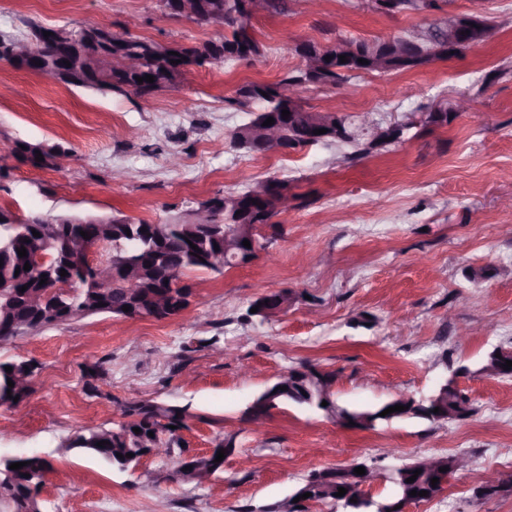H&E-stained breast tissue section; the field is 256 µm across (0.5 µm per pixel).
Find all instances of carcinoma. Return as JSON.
<instances>
[{
	"label": "carcinoma",
	"mask_w": 512,
	"mask_h": 512,
	"mask_svg": "<svg viewBox=\"0 0 512 512\" xmlns=\"http://www.w3.org/2000/svg\"><path fill=\"white\" fill-rule=\"evenodd\" d=\"M192 4L193 22L198 25H218L224 27V36L218 40H210L194 44L163 45L155 41L131 35L105 30L99 39H91L83 44L82 52L71 51V60L79 58V54L100 55L112 52V68L97 70H76L69 75H61L59 79L67 85H76L100 91H116L131 93L140 98H148L158 91L181 86L185 72L193 67H213L210 59L223 57V63L235 64L242 60H256L264 55V47L255 37L253 15L243 12L239 0H168V3L179 7L183 2ZM410 31L387 39H345L339 45H323L310 40L296 43L290 52L301 57H315L323 62V68L318 72H309L298 66L288 70L275 83L249 82L236 91L237 103L248 107L252 100H257L260 108L256 110L249 122L235 128L230 139L234 147L244 149L254 154L257 152L255 136L250 132V126H258L271 111L286 109L290 112L284 120L283 139L291 149H298L317 144L313 130L322 127L329 132V139L353 148L350 157L371 153L390 143V140L401 137L402 131L391 130L371 140H366L359 132L356 124L344 115L335 112H322L308 109L300 103L288 102L280 97L279 89L288 84L304 86L306 84L340 85L360 77L364 73H398L416 70L428 60L448 57V29L442 26H430L422 31L416 42L408 43ZM127 55L138 59L139 68L127 72L119 67V60ZM344 55L347 62H340L339 56ZM331 60H325V57ZM180 63H174V60ZM367 63L361 64L359 60ZM146 75L154 76V82L142 83L137 78ZM30 143L16 141L11 149L12 156L22 164L34 168H53L52 161L55 147L51 146L42 152L44 161L38 162L25 156V148ZM262 201L252 203L249 191L229 194L222 198H212L199 205L205 210L207 217L204 224H190L175 219L167 224H135L129 221H118L108 225L104 230L105 239H100L99 225L56 223L49 218L30 215L25 218L14 215L10 210L0 207L4 220L0 221V330L9 327L14 322L30 321L34 331H41L50 326L60 324L70 319V310L75 308L97 315L112 313L122 315V312L109 308L106 303H121L129 297L131 291H136L132 297L136 308L143 317L157 321L164 320L167 314L155 308L154 295L163 291L170 295L173 310H184L189 305L190 288L181 284V277L188 270L210 271L223 273V269L209 266L200 261V257L216 249L226 248V230L230 224H253L256 215L262 211ZM40 228V237L36 247H31L28 238L32 236L34 227ZM86 232L90 240H102L103 247L109 250L112 264L118 268L130 264L136 266L137 284L130 286L124 274L112 278L105 287H99L93 281V269L86 266L83 269L66 265V254L69 238ZM137 233L140 238L127 236V232ZM197 249H192L190 244ZM26 248L27 256L18 255V249ZM39 250L46 257L41 264L32 262L33 250ZM30 264L29 270H24L25 264ZM66 270L67 276L60 275V270ZM46 284L39 285L40 280ZM39 291L44 296L45 313L36 314L26 308L22 287ZM288 299L285 291L270 292L258 298L261 309L270 313L281 310L282 304ZM512 361V351L501 348L490 352L480 373L491 378H511L512 369H503L506 361ZM12 367L8 373L5 367ZM32 373V363L25 359L0 361V405L14 406V397L24 400L26 394L11 390L7 380L19 375ZM333 374L326 372L317 375V380L310 381L298 369L292 370L287 390L282 391L272 387L259 398V404L250 409L253 419L257 420L268 415V409L274 405L293 403L306 405L313 400L328 415L339 418L345 428L355 427L359 430L370 428L368 421L382 411L395 405L405 406L401 412L385 415L386 421L399 420L403 417L428 420L434 408L442 413L461 420L472 411L470 399L456 387L448 386V393L441 398L442 404L436 406L421 400L405 399L401 395L393 396L377 408L348 409L342 407L333 399L331 387ZM327 405H322V402ZM127 421L113 428H93L88 434L81 435L68 445V448H80L92 453L108 463L124 470L131 464H136L150 453V450L161 444L167 446L174 442L176 430L184 427V410L177 406H169L152 402H133L123 409ZM354 425H349V422ZM141 429L135 433L134 429ZM154 436H149V433ZM169 438H163V435ZM104 445L97 446L98 442ZM133 457L127 458L125 454ZM29 462L18 470L10 469L16 462ZM201 464L211 467V474L220 472L224 462H216L207 456H194L181 462L188 470L181 472L180 482L193 483V469ZM50 469V463L38 455H18L0 458V490L4 491L13 501L16 509H29L38 512L37 502L33 491L37 490L45 480ZM421 470L417 479L406 482L414 475L415 470ZM354 469L327 468L310 476L306 483L291 500H283L277 505L275 512H299L297 504L292 502L298 494L310 492L313 501L330 502L342 512H365L367 507L361 497L364 492L358 489L359 482L355 480ZM441 477V472L427 469L425 460L417 459L396 469V474L389 478L394 485V496L382 501H373V512H401L399 505L427 502L439 494L441 485H432L431 479ZM347 489L344 496H337L338 488ZM424 490L427 495L412 496L410 492Z\"/></svg>",
	"instance_id": "cac0c4a2"
}]
</instances>
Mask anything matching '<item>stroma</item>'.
<instances>
[{
    "label": "stroma",
    "instance_id": "1",
    "mask_svg": "<svg viewBox=\"0 0 512 512\" xmlns=\"http://www.w3.org/2000/svg\"><path fill=\"white\" fill-rule=\"evenodd\" d=\"M438 4L388 16L365 0H321L315 13L305 0H287L285 12L254 21L263 57L192 68L180 88L145 100L0 61V206L15 214L164 224L266 177L288 181L299 196L253 262L220 275L185 272L193 296L178 317H78L0 347V361L20 355L37 365L29 395L0 406V457L49 461L36 493L40 512H274L325 468L365 462L387 474L451 454L467 455V470L407 512H512V495L474 497L487 473L512 477V378L479 372L488 352L512 350V209L501 206L512 198V0ZM158 10V0H0V36L90 17L161 44L224 34L217 25L158 24ZM448 12L481 13L491 36L464 56L414 71L300 90L316 111L409 123L397 142L354 160L349 146L333 142L266 155L232 147L231 132L249 118L233 102L237 88L276 82L297 66L287 45L386 38ZM460 93L471 97V111L445 126L426 123L436 104ZM17 140L59 144L74 157L61 170L34 168L10 156ZM268 291L288 292V308L267 319L249 315ZM218 347L230 356H215ZM304 362L335 374L342 406H373L396 393L420 398L452 377L473 410L445 423L351 430L321 411L283 405L254 424L248 405ZM89 380L95 392L86 390ZM135 401L186 408L178 445L190 454L229 441L234 456L195 485L170 480L165 458L121 470L71 448L87 429L115 427ZM144 470L150 480L141 479Z\"/></svg>",
    "mask_w": 512,
    "mask_h": 512
}]
</instances>
